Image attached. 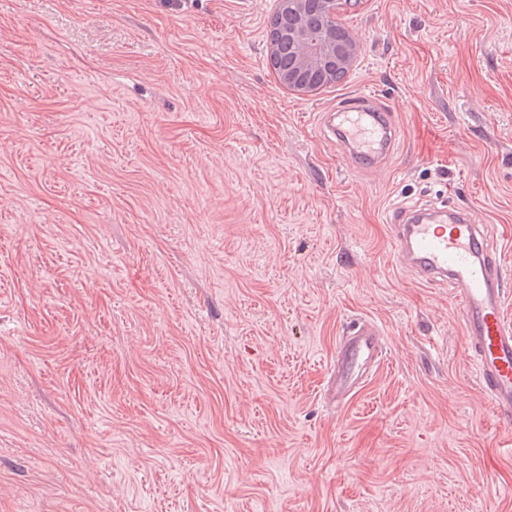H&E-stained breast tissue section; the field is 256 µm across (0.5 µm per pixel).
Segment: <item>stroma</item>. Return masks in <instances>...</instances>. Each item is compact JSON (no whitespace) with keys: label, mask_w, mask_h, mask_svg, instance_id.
Masks as SVG:
<instances>
[{"label":"stroma","mask_w":512,"mask_h":512,"mask_svg":"<svg viewBox=\"0 0 512 512\" xmlns=\"http://www.w3.org/2000/svg\"><path fill=\"white\" fill-rule=\"evenodd\" d=\"M275 0H0V512H512V429L389 210L463 207L512 283V0H360L342 82ZM371 91L372 168L321 135ZM387 356L323 402L346 322ZM320 15V38L310 40L307 32L300 26H294L288 34V49L291 55V65L288 74L279 79L280 83L289 90L309 94L317 90L316 83L309 82L310 76L315 72L333 78L336 70L344 76L356 66L360 51V41L340 24L337 32L346 35L342 41H336V12L343 6L344 0H324Z\"/></svg>","instance_id":"stroma-1"}]
</instances>
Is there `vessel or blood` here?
<instances>
[{
    "mask_svg": "<svg viewBox=\"0 0 512 512\" xmlns=\"http://www.w3.org/2000/svg\"><path fill=\"white\" fill-rule=\"evenodd\" d=\"M325 130L353 163L376 165L399 138L391 113L372 93L353 97L329 113ZM397 260L426 283L453 285V302L467 335L476 383L497 415L512 423V321L504 307L512 291L505 284L501 247L467 212L432 206H399L388 216ZM386 356L382 330L356 318L347 324L328 368L326 402L343 408L353 392Z\"/></svg>",
    "mask_w": 512,
    "mask_h": 512,
    "instance_id": "vessel-or-blood-1",
    "label": "vessel or blood"
}]
</instances>
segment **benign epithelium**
Listing matches in <instances>:
<instances>
[{"label":"benign epithelium","mask_w":512,"mask_h":512,"mask_svg":"<svg viewBox=\"0 0 512 512\" xmlns=\"http://www.w3.org/2000/svg\"><path fill=\"white\" fill-rule=\"evenodd\" d=\"M344 6V0H324L320 15V38L311 40L300 26H294L288 34L291 65L280 83L289 90L309 94L317 90L310 76L319 72L327 77L340 71L348 74L356 66L360 41L351 33L342 41L336 40V12Z\"/></svg>","instance_id":"benign-epithelium-1"}]
</instances>
